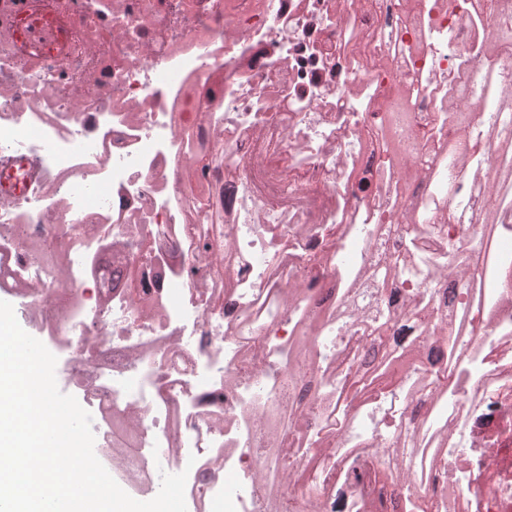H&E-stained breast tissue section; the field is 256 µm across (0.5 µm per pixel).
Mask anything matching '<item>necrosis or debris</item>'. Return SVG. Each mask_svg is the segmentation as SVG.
<instances>
[{"instance_id": "4bbe7bcc", "label": "necrosis or debris", "mask_w": 512, "mask_h": 512, "mask_svg": "<svg viewBox=\"0 0 512 512\" xmlns=\"http://www.w3.org/2000/svg\"><path fill=\"white\" fill-rule=\"evenodd\" d=\"M509 26L512 0H0V290L131 497L184 471L187 512H267L273 466L301 512H374L411 446L409 512H512V151L484 121L512 131V44L481 49ZM470 81L464 128L439 101ZM401 99L428 166L384 134Z\"/></svg>"}]
</instances>
